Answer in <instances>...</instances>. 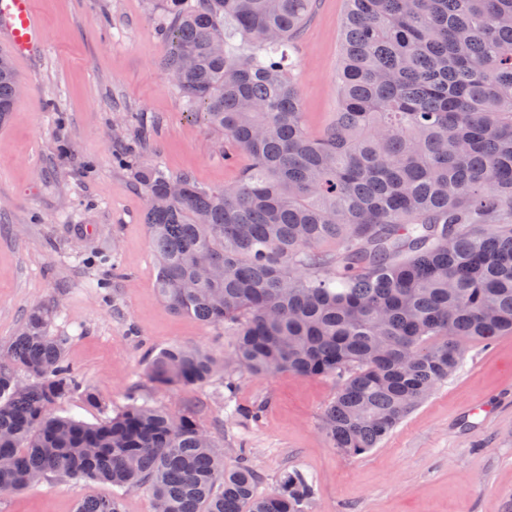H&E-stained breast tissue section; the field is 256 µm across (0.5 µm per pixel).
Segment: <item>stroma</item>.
Instances as JSON below:
<instances>
[{"instance_id":"obj_1","label":"stroma","mask_w":512,"mask_h":512,"mask_svg":"<svg viewBox=\"0 0 512 512\" xmlns=\"http://www.w3.org/2000/svg\"><path fill=\"white\" fill-rule=\"evenodd\" d=\"M46 33L41 53L14 58L20 92L0 123V344L30 309L50 306L52 335L66 340L73 370L101 409L74 396L57 415L88 422L114 416L131 397L194 412L227 461L247 454L270 491L284 471L313 483L309 512H512V334L471 343L439 384L376 448L349 456L330 448L321 418L331 378L283 372L235 375L236 396L258 419L224 408L218 382L164 387L146 374L173 344L227 351L233 339L174 312L155 288L144 223L147 198L131 164L160 163L207 187L234 183L247 159H224V142L190 110L163 67L155 0H34ZM345 0H316L290 50L306 124L319 132L336 110L338 33ZM147 121L135 136L133 117ZM492 403L473 413L475 403ZM111 486L53 475L0 512H75Z\"/></svg>"}]
</instances>
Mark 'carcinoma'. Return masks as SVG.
<instances>
[{
	"mask_svg": "<svg viewBox=\"0 0 512 512\" xmlns=\"http://www.w3.org/2000/svg\"><path fill=\"white\" fill-rule=\"evenodd\" d=\"M338 108L309 131L287 51L314 0H158L163 64L190 108L248 157L211 188L158 165L147 194L159 296L235 336L228 356L172 346L163 386L252 376L336 380L322 431L345 455L376 447L461 365L512 333V0H347ZM17 76L0 54V122ZM332 243L333 248L322 245ZM32 308L0 347V497L53 474L146 483L160 512H307L299 470L258 492L196 416L145 400L90 424L55 414L99 395ZM26 380H21L19 373ZM77 512H123L119 493Z\"/></svg>",
	"mask_w": 512,
	"mask_h": 512,
	"instance_id": "1",
	"label": "carcinoma"
}]
</instances>
